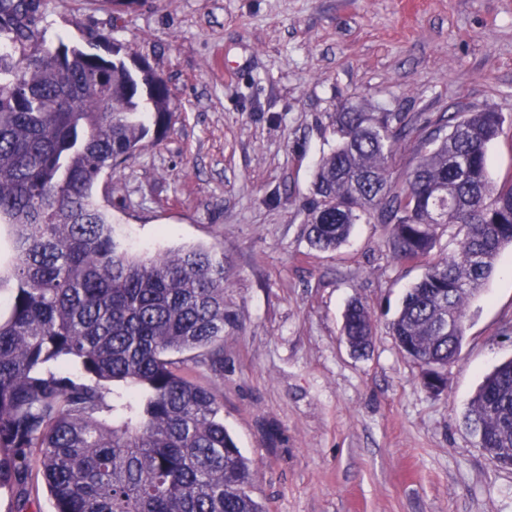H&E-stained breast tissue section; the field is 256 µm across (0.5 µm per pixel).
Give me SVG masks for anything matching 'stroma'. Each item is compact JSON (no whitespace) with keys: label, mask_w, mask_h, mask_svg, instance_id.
<instances>
[{"label":"stroma","mask_w":512,"mask_h":512,"mask_svg":"<svg viewBox=\"0 0 512 512\" xmlns=\"http://www.w3.org/2000/svg\"><path fill=\"white\" fill-rule=\"evenodd\" d=\"M47 42L112 33L168 82L166 137L101 179L115 239L139 257L203 246L224 258V426L265 512H512V470L464 424L484 376L512 358V247L465 309L446 389L422 384L390 323L425 273L387 228L333 251L305 238L302 204L347 102L418 124L488 108L512 118V0H47ZM374 322L352 354L351 301ZM27 502L54 512L38 459Z\"/></svg>","instance_id":"stroma-1"}]
</instances>
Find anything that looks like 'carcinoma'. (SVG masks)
Here are the masks:
<instances>
[{"instance_id":"cac0c4a2","label":"carcinoma","mask_w":512,"mask_h":512,"mask_svg":"<svg viewBox=\"0 0 512 512\" xmlns=\"http://www.w3.org/2000/svg\"><path fill=\"white\" fill-rule=\"evenodd\" d=\"M44 6L0 0V224L15 251L0 321V488L28 496L36 448L55 512H264L222 395L189 376L224 369V258L201 247L132 257L95 196L103 174L166 136L168 83L110 35L99 36L110 57L47 43ZM504 123L493 109L471 112L438 143L421 140L431 149L398 183L397 146L423 128L344 105L303 205L313 248L335 249L378 217L394 259L425 264L391 331L427 373L458 355L466 302L512 245V182L496 187L487 171ZM442 225L460 247L433 259ZM343 335L356 353L371 347L372 316L357 300ZM466 421L484 454L512 468V360L484 378Z\"/></svg>"}]
</instances>
